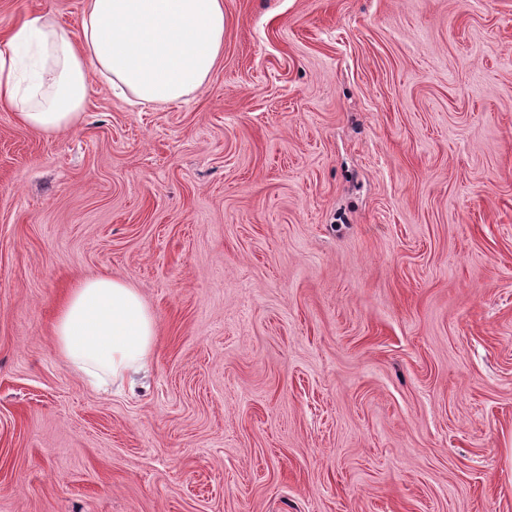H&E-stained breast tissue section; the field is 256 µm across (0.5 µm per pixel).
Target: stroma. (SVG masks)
Returning a JSON list of instances; mask_svg holds the SVG:
<instances>
[{
	"instance_id": "obj_1",
	"label": "stroma",
	"mask_w": 512,
	"mask_h": 512,
	"mask_svg": "<svg viewBox=\"0 0 512 512\" xmlns=\"http://www.w3.org/2000/svg\"><path fill=\"white\" fill-rule=\"evenodd\" d=\"M98 276L142 389L56 348ZM0 512H512V0H224L182 102L0 111ZM158 321L135 288L112 277L83 280L62 302L53 333L57 350L89 385H133L154 353Z\"/></svg>"
}]
</instances>
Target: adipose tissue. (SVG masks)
<instances>
[{"label": "adipose tissue", "instance_id": "adipose-tissue-1", "mask_svg": "<svg viewBox=\"0 0 512 512\" xmlns=\"http://www.w3.org/2000/svg\"><path fill=\"white\" fill-rule=\"evenodd\" d=\"M223 57L224 0H84L78 31L32 14L0 37V109L65 133L94 79L142 102L178 103L207 87ZM157 327L135 288L91 277L64 299L53 333L74 371L104 390L146 370Z\"/></svg>", "mask_w": 512, "mask_h": 512}]
</instances>
